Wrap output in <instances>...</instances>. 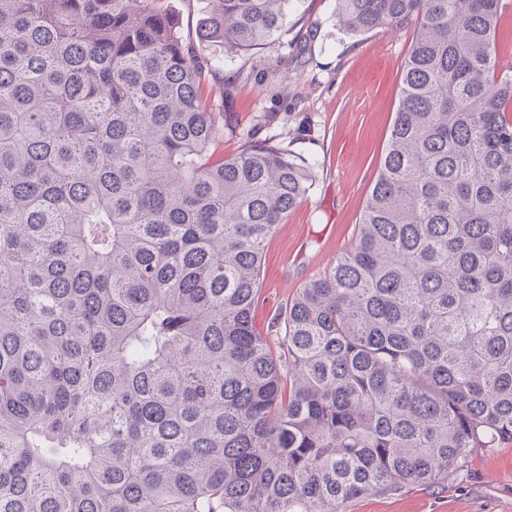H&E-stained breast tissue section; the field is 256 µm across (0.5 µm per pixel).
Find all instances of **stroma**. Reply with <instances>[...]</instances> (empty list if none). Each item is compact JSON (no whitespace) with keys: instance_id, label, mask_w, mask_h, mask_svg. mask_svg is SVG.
<instances>
[{"instance_id":"35a3bbf8","label":"stroma","mask_w":512,"mask_h":512,"mask_svg":"<svg viewBox=\"0 0 512 512\" xmlns=\"http://www.w3.org/2000/svg\"><path fill=\"white\" fill-rule=\"evenodd\" d=\"M163 5L178 18L184 41L208 61L209 86L226 90L216 115L224 129L216 157L272 138L315 164L307 197L265 247L254 321L274 350L272 322L281 308L355 240L390 137L414 28L352 34L336 25V0H295L275 42L231 62L222 47L197 37L207 0ZM348 512H512V440L475 450L443 487L366 494Z\"/></svg>"}]
</instances>
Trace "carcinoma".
<instances>
[{"label":"carcinoma","instance_id":"1","mask_svg":"<svg viewBox=\"0 0 512 512\" xmlns=\"http://www.w3.org/2000/svg\"><path fill=\"white\" fill-rule=\"evenodd\" d=\"M293 0H210L272 43ZM416 23L349 250L273 327L264 251L314 162L219 163L224 89L162 0H0V512H346L512 439L503 0H337Z\"/></svg>","mask_w":512,"mask_h":512}]
</instances>
